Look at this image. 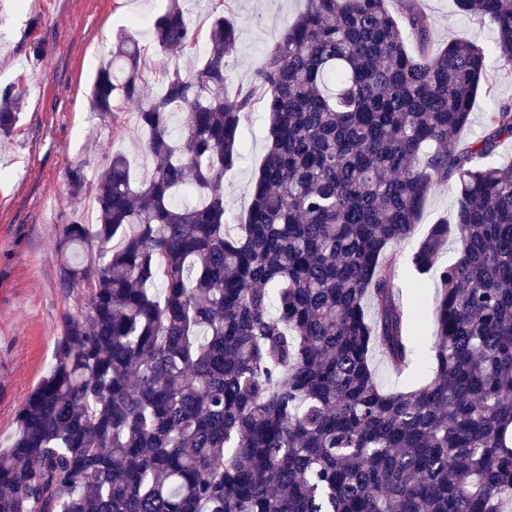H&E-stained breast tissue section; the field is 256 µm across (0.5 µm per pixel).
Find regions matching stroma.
<instances>
[{
	"label": "stroma",
	"instance_id": "obj_1",
	"mask_svg": "<svg viewBox=\"0 0 512 512\" xmlns=\"http://www.w3.org/2000/svg\"><path fill=\"white\" fill-rule=\"evenodd\" d=\"M200 45H207L213 8L236 19L238 49L227 60L229 91L249 87L267 46L307 7V0H186ZM167 0H0V86L20 83L28 96L13 137L0 144V446L15 434L16 416L52 361L65 315L82 302V286L60 285L63 257L57 242L65 224L86 221L84 200L73 197L69 173L82 169L87 181L107 154L122 152L133 178L150 173L138 129L136 109L125 105L113 118H95L87 95L96 69L117 37L137 32L149 62L143 81L160 89L167 71H188L199 56L164 53L153 45L141 20L163 12ZM431 25V47L452 39H472L493 49L489 23L462 15L454 0H424ZM44 54L33 61L31 47ZM512 100V69L491 76L490 90L473 99L472 122L462 142L478 139L484 116L499 101ZM243 158L224 175V201L235 220L246 216L250 192L266 151L263 104L255 102L241 121ZM454 191L444 184L426 198L414 238L402 243L411 252L432 224L450 218Z\"/></svg>",
	"mask_w": 512,
	"mask_h": 512
}]
</instances>
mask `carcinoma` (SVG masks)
Returning a JSON list of instances; mask_svg holds the SVG:
<instances>
[{
    "label": "carcinoma",
    "mask_w": 512,
    "mask_h": 512,
    "mask_svg": "<svg viewBox=\"0 0 512 512\" xmlns=\"http://www.w3.org/2000/svg\"><path fill=\"white\" fill-rule=\"evenodd\" d=\"M497 31L487 52L430 49L423 0H308L265 52L258 84L227 93L237 22L219 12L200 65L160 92L145 49L118 38L90 94L100 120L137 107L149 178L107 157L94 228L65 225L61 285H83L49 371L0 451V512H503L512 503V101L460 145L474 95L512 68V0H456ZM162 51L197 47L180 0L148 21ZM416 48L407 46L406 35ZM268 147L245 222L224 172L256 94ZM27 90L0 88V139ZM451 221L408 255L433 188ZM454 238L437 271L433 371L383 389L426 351L422 306L395 293ZM372 364L377 370L379 382L385 387H396L404 386L411 382L410 378L406 376V373L401 377L393 374L388 367L385 359L381 355L380 350H375L372 357Z\"/></svg>",
    "instance_id": "obj_1"
}]
</instances>
